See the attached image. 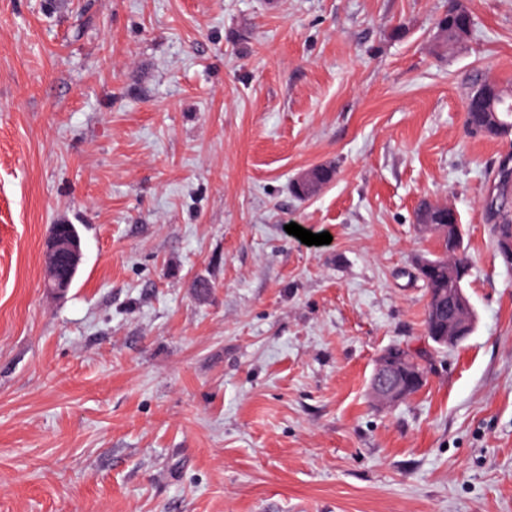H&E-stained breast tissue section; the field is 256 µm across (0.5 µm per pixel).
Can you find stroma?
Masks as SVG:
<instances>
[{
	"instance_id": "1",
	"label": "stroma",
	"mask_w": 512,
	"mask_h": 512,
	"mask_svg": "<svg viewBox=\"0 0 512 512\" xmlns=\"http://www.w3.org/2000/svg\"><path fill=\"white\" fill-rule=\"evenodd\" d=\"M466 3L437 58L448 0H0V512H512V270L484 207L512 140L463 108L512 90V0ZM424 198L471 266L449 351ZM60 222L83 258L59 297ZM392 345L426 382L382 408ZM458 13L457 1L448 0V9L436 22L434 32L428 41V51L432 56L440 58L467 40V23L456 19ZM482 86L485 89H494V85H487L485 83L474 84L468 91L464 101V114H465V127L469 135L473 137H507L512 135V93L507 92L499 87L494 98V106L492 110L486 112H469L470 102L474 94ZM496 125L501 128H510L511 133L508 135H501L497 131L492 132L491 126ZM448 205V202L443 200H421L414 214V222H416L419 232L422 234H431L432 227L429 224L436 226L439 224H448V210H451L455 218L454 208L448 209ZM452 225L453 224H448V226H444V229L448 230ZM71 224H54L50 235L45 239L43 247V266L45 287L58 295L65 294L71 285L70 273L67 277L60 275L61 267L74 271L82 256L80 235L62 233V226ZM381 355H386L390 360L407 369L409 374L415 376L411 396L422 388L426 380V371L421 363H419L417 357L412 354L409 349L401 346H392L383 350Z\"/></svg>"
}]
</instances>
